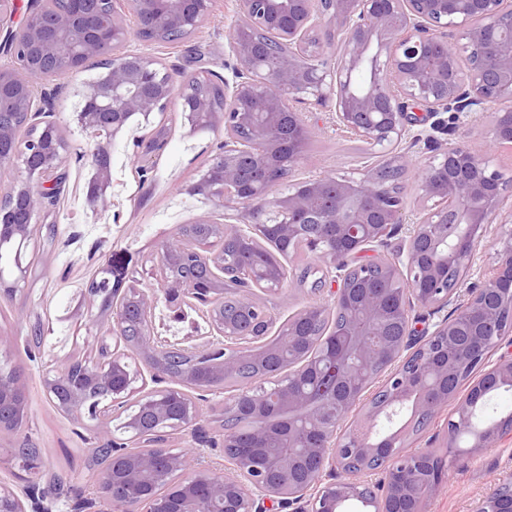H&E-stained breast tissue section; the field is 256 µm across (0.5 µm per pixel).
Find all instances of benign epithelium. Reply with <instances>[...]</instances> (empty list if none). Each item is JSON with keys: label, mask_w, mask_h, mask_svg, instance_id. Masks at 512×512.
Returning a JSON list of instances; mask_svg holds the SVG:
<instances>
[{"label": "benign epithelium", "mask_w": 512, "mask_h": 512, "mask_svg": "<svg viewBox=\"0 0 512 512\" xmlns=\"http://www.w3.org/2000/svg\"><path fill=\"white\" fill-rule=\"evenodd\" d=\"M11 0H0V32L12 63L0 66V170L21 159L27 177L0 184V253L21 250L32 221L54 205L67 144L38 85L72 78L92 60L106 72L84 83L78 120L92 142L94 176L86 204L108 205L111 140L140 114L181 107L192 129L224 128V147L208 162L195 191L208 193L241 224L200 219L161 248L153 293L112 282V269L87 286L88 309L110 323L92 361H59L45 380L49 399L65 413L90 418L136 410L125 428L138 448L105 431L99 451L111 465L99 473L96 499L106 512H426L448 460L476 456L512 432V414L483 421L484 399L512 389V230L497 238L496 262L468 284L476 244L491 224H511L502 173L489 153L512 149V0H236L231 31L234 81L224 103L209 75L183 76L158 58L133 53V37L175 43L200 28L215 0H34L24 24L11 26ZM466 40V58L454 43ZM276 64L269 65V59ZM332 103L336 129L377 150L358 180L317 177L288 194L270 196L284 171L305 154L315 127L300 105ZM493 111L482 144L462 138L418 167L401 143L409 128L451 133L460 117ZM453 112L452 125L440 118ZM167 145L158 128L136 141L139 171ZM422 200L409 236L370 267L349 260L386 248L407 223V192ZM233 239L241 252L224 253ZM273 240L301 241L321 270L335 269L330 300H316L269 336L273 319L257 293L282 290L288 279ZM182 266L206 271L178 275ZM239 295L224 310V284ZM179 319L199 313L210 335L200 342L154 334L159 303ZM336 318L318 338L302 335L310 320ZM422 328H417L416 324ZM135 348L154 381L170 382L136 396L141 369L119 348ZM509 351L490 364L502 346ZM251 363L279 375L269 388L251 386L224 404L244 414L249 444L224 432L227 472L199 466L196 451L169 445L172 431L196 430L201 398L212 384ZM331 376L335 391L317 396L316 380ZM467 386L466 393L448 394ZM104 388L109 402L87 397ZM454 403L442 455L408 450L418 420H433ZM27 415L16 368L0 367V435ZM467 449L459 450L460 438ZM55 501L0 481V512H54ZM474 512H512V477L499 482Z\"/></svg>", "instance_id": "obj_1"}]
</instances>
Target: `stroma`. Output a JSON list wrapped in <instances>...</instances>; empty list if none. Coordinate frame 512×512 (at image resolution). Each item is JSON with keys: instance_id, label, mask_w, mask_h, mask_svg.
<instances>
[{"instance_id": "1", "label": "stroma", "mask_w": 512, "mask_h": 512, "mask_svg": "<svg viewBox=\"0 0 512 512\" xmlns=\"http://www.w3.org/2000/svg\"><path fill=\"white\" fill-rule=\"evenodd\" d=\"M235 0H220L216 11L202 27L181 42L161 44L131 39L130 50L157 57L186 76L200 71L218 79L232 80L233 56L230 28L235 19ZM87 74L71 79L43 82L51 99L54 117L69 149L63 155L60 201L37 224L53 225L54 235L39 234L27 241L22 261L30 273L19 282L13 297H0V333L10 336L9 347L0 348V362H19L27 391V419L13 435L0 438V481L17 488L32 486L55 496L57 512H77L79 500L93 497L97 468L93 450L103 430H118L119 419L92 420L67 415L49 400L44 381L64 358L90 359L98 351V338L105 335L103 323L87 314L86 288L102 265L112 269L113 280L122 285L152 290L158 283L151 274L166 241L183 224L206 218L223 221L224 209L209 195L191 193L205 164L219 152L223 132L191 129L182 114L168 110L150 119L134 116L112 146L110 204L100 210L85 202L92 167L84 155L88 136L71 106ZM309 123L319 125L306 158L292 171L288 183L278 184L272 196L285 194L288 184L316 176L360 179L372 155L364 143L336 131L332 109L309 106ZM170 118L164 152L139 173L134 154L138 137L149 133L161 118ZM309 286L285 282L275 294L262 295L276 322L315 301ZM225 396L207 394L201 424L207 441L197 445L189 432L172 435L177 449L198 448L199 463L215 473L224 471L223 431L218 424ZM33 445L40 450L41 468L34 473L20 470L11 460L12 449ZM512 474V433L496 447L475 457L457 459L448 477L429 499L427 512H472V507L495 483Z\"/></svg>"}]
</instances>
